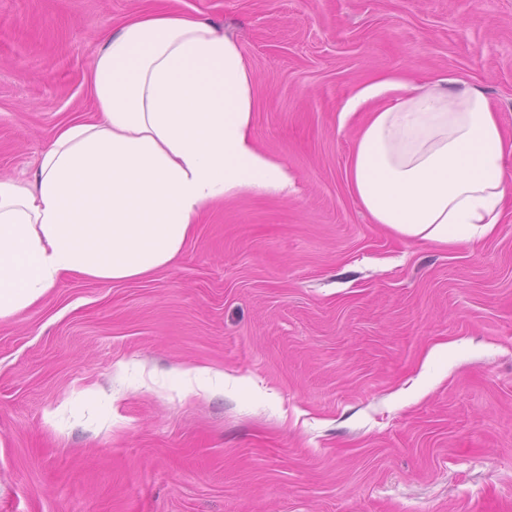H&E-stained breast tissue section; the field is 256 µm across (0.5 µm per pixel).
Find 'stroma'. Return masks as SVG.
I'll return each mask as SVG.
<instances>
[{
	"instance_id": "stroma-1",
	"label": "stroma",
	"mask_w": 512,
	"mask_h": 512,
	"mask_svg": "<svg viewBox=\"0 0 512 512\" xmlns=\"http://www.w3.org/2000/svg\"><path fill=\"white\" fill-rule=\"evenodd\" d=\"M149 0H0V178L92 116L101 37ZM255 71L297 177L203 211L141 280L63 278L0 321V512H512V203L444 248L370 223L346 169L399 77L512 134V0H176ZM224 375L187 389L177 368Z\"/></svg>"
}]
</instances>
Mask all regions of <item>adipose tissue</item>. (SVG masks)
<instances>
[{
    "instance_id": "obj_1",
    "label": "adipose tissue",
    "mask_w": 512,
    "mask_h": 512,
    "mask_svg": "<svg viewBox=\"0 0 512 512\" xmlns=\"http://www.w3.org/2000/svg\"><path fill=\"white\" fill-rule=\"evenodd\" d=\"M256 75L239 42L171 7L144 9L92 58L94 120L60 124L29 179L0 180V321L62 277L133 281L166 268L203 210L294 177L252 129ZM393 99L359 126L346 176L371 223L441 245L494 236L512 202V139L479 88L387 79Z\"/></svg>"
}]
</instances>
